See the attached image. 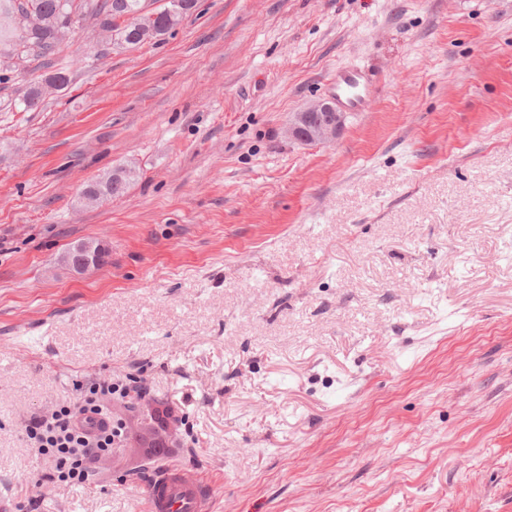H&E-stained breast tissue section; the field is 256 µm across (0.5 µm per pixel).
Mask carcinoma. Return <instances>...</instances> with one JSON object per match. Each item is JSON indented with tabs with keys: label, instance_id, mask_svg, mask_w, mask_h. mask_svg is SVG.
<instances>
[{
	"label": "carcinoma",
	"instance_id": "1",
	"mask_svg": "<svg viewBox=\"0 0 512 512\" xmlns=\"http://www.w3.org/2000/svg\"><path fill=\"white\" fill-rule=\"evenodd\" d=\"M196 7L197 0H166L161 9L148 8L146 0H0V64L32 57L48 59L51 67L18 93L14 109L34 111L68 88L71 70L85 58L64 54V46L83 23L94 21L105 45L136 50L164 40ZM135 176L134 166L120 165L86 185L82 195L120 197Z\"/></svg>",
	"mask_w": 512,
	"mask_h": 512
}]
</instances>
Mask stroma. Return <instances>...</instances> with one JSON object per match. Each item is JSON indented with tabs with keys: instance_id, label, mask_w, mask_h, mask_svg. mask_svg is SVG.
I'll use <instances>...</instances> for the list:
<instances>
[{
	"instance_id": "stroma-1",
	"label": "stroma",
	"mask_w": 512,
	"mask_h": 512,
	"mask_svg": "<svg viewBox=\"0 0 512 512\" xmlns=\"http://www.w3.org/2000/svg\"><path fill=\"white\" fill-rule=\"evenodd\" d=\"M96 36L0 112V512L52 468L27 424L97 378L176 406L210 512H512V0H198L159 44ZM351 64L386 75L371 110L290 138ZM156 469L116 449L40 512H143ZM313 112H334L336 121L332 123H322L321 121L311 124L310 118ZM344 115L335 110L330 101L322 100L309 106L297 116V124L292 125L289 133L292 138L302 143L311 144L320 141H329L333 139L341 130L344 124ZM136 168L132 165H120L114 169L110 174L99 178L98 180L87 184L83 189L81 195L90 200L99 195L107 198H116L123 196L130 185L135 179ZM88 200L85 202L89 204ZM65 257L69 266L82 274L102 264L103 250L100 244L83 241L70 248Z\"/></svg>"
}]
</instances>
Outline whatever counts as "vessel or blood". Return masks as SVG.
Instances as JSON below:
<instances>
[{
	"label": "vessel or blood",
	"instance_id": "vessel-or-blood-1",
	"mask_svg": "<svg viewBox=\"0 0 512 512\" xmlns=\"http://www.w3.org/2000/svg\"><path fill=\"white\" fill-rule=\"evenodd\" d=\"M327 88L339 108L367 111L380 90L370 69L361 65L341 66L327 77ZM147 512H208L210 494L206 483L187 479L181 469L167 465L157 470L144 487Z\"/></svg>",
	"mask_w": 512,
	"mask_h": 512
}]
</instances>
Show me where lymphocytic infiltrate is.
<instances>
[{"label":"lymphocytic infiltrate","mask_w":512,"mask_h":512,"mask_svg":"<svg viewBox=\"0 0 512 512\" xmlns=\"http://www.w3.org/2000/svg\"><path fill=\"white\" fill-rule=\"evenodd\" d=\"M108 401L125 404L122 384L97 381L86 388L84 405L75 408L62 403L50 417H37L30 422L29 438L35 440L41 454L51 456L55 462L46 482L87 484L96 461L131 441L124 418L105 410ZM147 417L155 436L143 440L145 456L152 461L164 460L169 448L165 434L179 415L172 406L160 401L148 405Z\"/></svg>","instance_id":"1"}]
</instances>
